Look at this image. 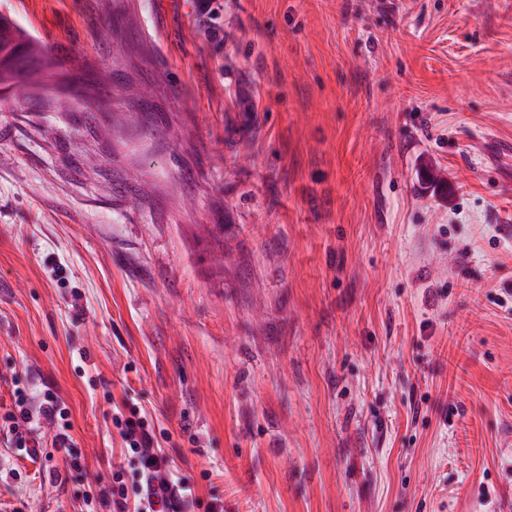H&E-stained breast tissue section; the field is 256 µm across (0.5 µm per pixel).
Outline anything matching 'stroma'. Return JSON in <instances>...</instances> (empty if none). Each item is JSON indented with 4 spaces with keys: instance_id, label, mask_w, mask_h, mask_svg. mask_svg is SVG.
<instances>
[{
    "instance_id": "stroma-1",
    "label": "stroma",
    "mask_w": 512,
    "mask_h": 512,
    "mask_svg": "<svg viewBox=\"0 0 512 512\" xmlns=\"http://www.w3.org/2000/svg\"><path fill=\"white\" fill-rule=\"evenodd\" d=\"M1 10L84 95L0 99V407L84 469L0 436V507L136 406L195 512H512V0ZM15 386L12 409L1 416L0 433L5 431L7 441L12 436L13 447L36 458L41 452L37 448L42 446L34 435L44 423L51 425L59 419L65 420L67 409L62 398L51 389L32 393ZM70 429L71 425L67 423L54 435L53 447L55 452L61 454V458L57 459L56 464L45 465L46 472L48 471L56 481H62L63 473L65 475L64 481H66L68 474L80 471L83 468L81 455L75 448H72L73 440L68 433Z\"/></svg>"
}]
</instances>
